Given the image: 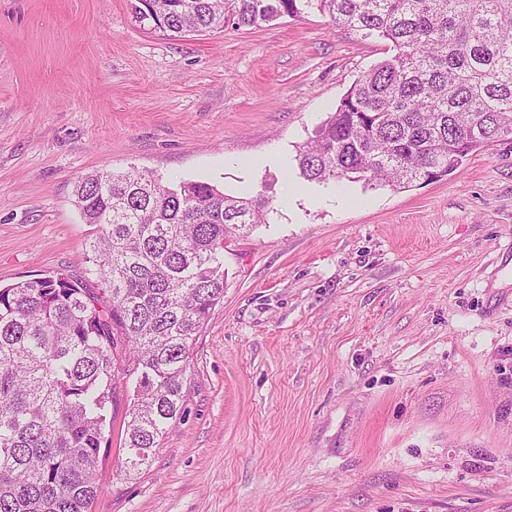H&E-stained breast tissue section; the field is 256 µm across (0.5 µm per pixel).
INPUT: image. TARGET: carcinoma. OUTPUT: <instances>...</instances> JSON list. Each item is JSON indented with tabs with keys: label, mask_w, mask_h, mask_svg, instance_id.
<instances>
[{
	"label": "carcinoma",
	"mask_w": 512,
	"mask_h": 512,
	"mask_svg": "<svg viewBox=\"0 0 512 512\" xmlns=\"http://www.w3.org/2000/svg\"><path fill=\"white\" fill-rule=\"evenodd\" d=\"M312 11L377 35L389 55L297 151L305 180L404 188L512 136V0H136L134 18L176 39ZM74 196L97 227L86 262L98 292L62 273L0 286V512H92L121 382L118 477L153 462L187 414L193 342L224 298V243L270 210L137 170L85 176Z\"/></svg>",
	"instance_id": "1"
}]
</instances>
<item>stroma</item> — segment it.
Instances as JSON below:
<instances>
[{
  "label": "stroma",
  "mask_w": 512,
  "mask_h": 512,
  "mask_svg": "<svg viewBox=\"0 0 512 512\" xmlns=\"http://www.w3.org/2000/svg\"><path fill=\"white\" fill-rule=\"evenodd\" d=\"M386 52L316 12L171 40L131 0H0V285L98 288L72 194L96 170L271 206L224 249L185 420L125 481L119 400L93 512H512V139L402 189L296 166Z\"/></svg>",
  "instance_id": "1"
}]
</instances>
